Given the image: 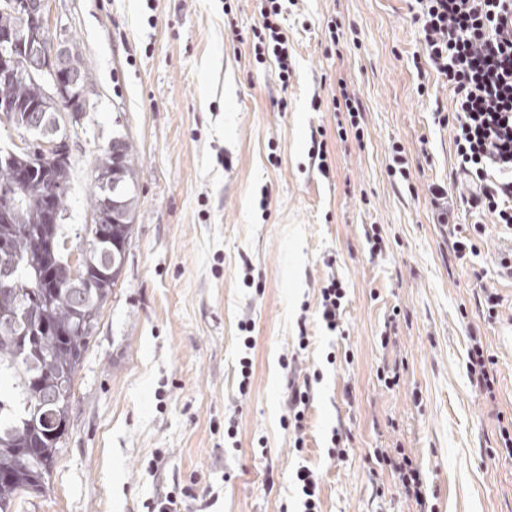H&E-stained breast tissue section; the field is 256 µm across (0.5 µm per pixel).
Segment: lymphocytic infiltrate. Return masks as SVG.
Segmentation results:
<instances>
[{
	"instance_id": "lymphocytic-infiltrate-1",
	"label": "lymphocytic infiltrate",
	"mask_w": 512,
	"mask_h": 512,
	"mask_svg": "<svg viewBox=\"0 0 512 512\" xmlns=\"http://www.w3.org/2000/svg\"><path fill=\"white\" fill-rule=\"evenodd\" d=\"M415 17L429 69L443 79L452 94L454 110L439 116L450 125L457 155L451 179L457 199L448 189L430 186L437 220L458 259L475 254L476 238L485 227L474 224L472 236L462 235L454 222L456 207L490 215L494 223L512 230V0H416ZM283 0H261L258 27L252 32L257 62L274 58L280 80L288 78V34L281 24ZM466 372L470 384L494 398L496 362L483 340L470 336ZM310 344L300 336L298 349L283 358L288 372L283 426L292 435V448H305L306 413L322 380L319 371L304 367L300 353Z\"/></svg>"
}]
</instances>
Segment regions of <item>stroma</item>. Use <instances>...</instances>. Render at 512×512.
<instances>
[{
  "instance_id": "35a3bbf8",
  "label": "stroma",
  "mask_w": 512,
  "mask_h": 512,
  "mask_svg": "<svg viewBox=\"0 0 512 512\" xmlns=\"http://www.w3.org/2000/svg\"><path fill=\"white\" fill-rule=\"evenodd\" d=\"M50 12L54 34L83 55L95 106L91 125L66 129V221H90L98 149L117 134L135 151L137 201L69 435L48 488L24 495L20 512H144L187 486L209 493L206 512H299L302 465L320 476L321 512H419L390 469L375 470L377 448L419 465L431 512H512V455L497 448V417H512V278L498 273L512 230L489 226L462 262L434 220L429 187L449 183L457 157L435 118L451 95L414 66L415 0H293L285 83L275 61L257 63L232 36L258 24L256 0H50ZM344 86L360 102L355 128L331 104ZM317 128L326 177L308 157ZM395 144L406 183L388 170ZM373 227L386 246L378 258L365 238ZM332 275L347 288L339 333L317 316ZM490 287L501 306L487 322L478 300ZM474 327L497 360L492 404L466 376ZM302 331L305 364L323 378L298 455L281 426L280 358ZM385 331L397 343L384 350ZM396 359L406 368L389 389L377 372ZM339 424L350 437L334 462L326 448ZM158 449L165 463L152 474Z\"/></svg>"
}]
</instances>
